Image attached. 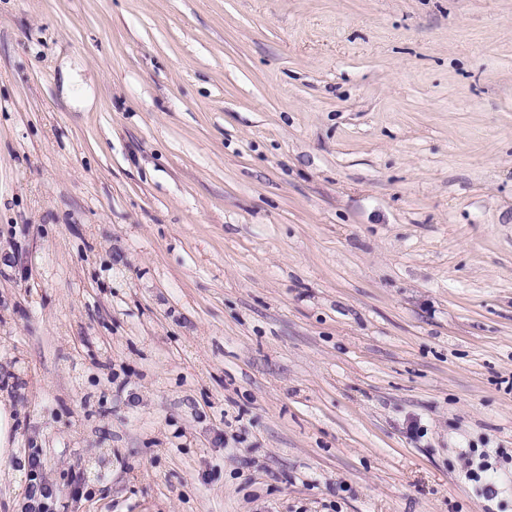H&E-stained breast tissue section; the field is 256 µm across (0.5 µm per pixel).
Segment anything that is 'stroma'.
<instances>
[{
	"mask_svg": "<svg viewBox=\"0 0 512 512\" xmlns=\"http://www.w3.org/2000/svg\"><path fill=\"white\" fill-rule=\"evenodd\" d=\"M0 404V512H512V0H0ZM30 484L23 503L22 512H50V507L58 499L53 485L46 482L42 475V461L32 455L28 460Z\"/></svg>",
	"mask_w": 512,
	"mask_h": 512,
	"instance_id": "1",
	"label": "stroma"
}]
</instances>
